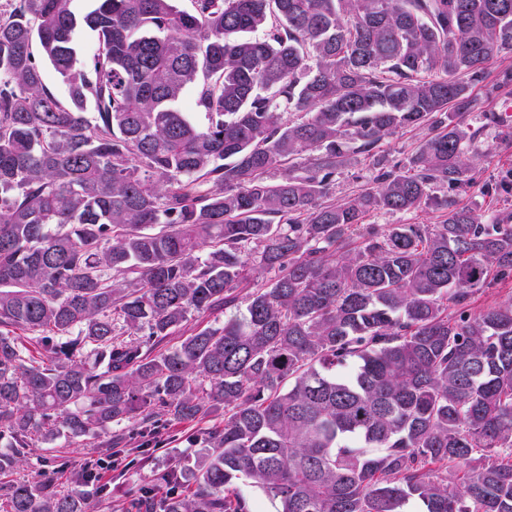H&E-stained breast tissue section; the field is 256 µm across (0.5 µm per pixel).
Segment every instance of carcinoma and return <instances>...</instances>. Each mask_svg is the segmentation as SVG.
Wrapping results in <instances>:
<instances>
[{"label": "carcinoma", "instance_id": "obj_1", "mask_svg": "<svg viewBox=\"0 0 512 512\" xmlns=\"http://www.w3.org/2000/svg\"><path fill=\"white\" fill-rule=\"evenodd\" d=\"M71 2L0 15V474L36 441L222 406L149 512H253L242 479L275 512H512V297L472 307L512 280V212L456 198L474 91L512 87L488 82L512 0ZM418 127L336 199L350 156ZM193 312L224 321L169 345ZM0 508L89 503L32 479ZM441 212L433 207L423 208L409 214H385L377 213L367 220V224H378L384 227L385 224H437L440 221Z\"/></svg>", "mask_w": 512, "mask_h": 512}]
</instances>
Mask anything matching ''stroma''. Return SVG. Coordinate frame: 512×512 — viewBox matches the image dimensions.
Here are the masks:
<instances>
[{"mask_svg":"<svg viewBox=\"0 0 512 512\" xmlns=\"http://www.w3.org/2000/svg\"><path fill=\"white\" fill-rule=\"evenodd\" d=\"M512 103V93H487L479 89L467 117L468 122L480 127V141L476 146L483 159L474 181L460 191V203L473 207L481 219L493 214L512 211V194L490 196L486 184L495 182L512 171V122L501 120L506 103ZM425 135L415 129L381 142L374 157L354 159L352 165L336 179L337 196L358 192L368 181L375 163H390L404 158ZM209 426L208 420L172 422L149 430L129 423L119 438L109 436L71 441L57 439L38 445L31 452L26 465L20 468L18 478L31 479L38 473L53 476L59 486L81 487L92 501L94 512H138L137 502L142 490L154 484L158 474L172 468L190 451V441Z\"/></svg>","mask_w":512,"mask_h":512,"instance_id":"stroma-1","label":"stroma"}]
</instances>
